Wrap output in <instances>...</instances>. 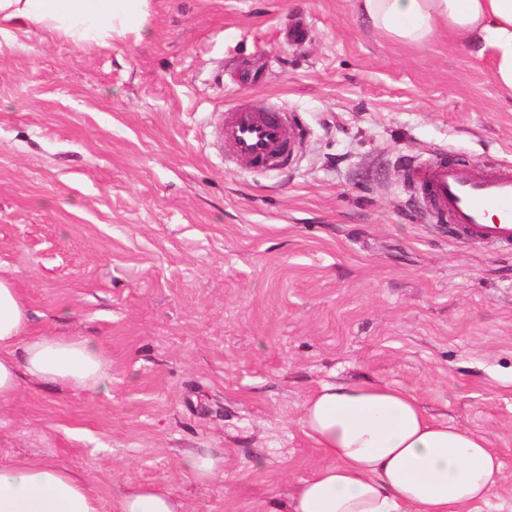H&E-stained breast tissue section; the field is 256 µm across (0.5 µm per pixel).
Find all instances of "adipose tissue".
Masks as SVG:
<instances>
[{"label":"adipose tissue","instance_id":"obj_1","mask_svg":"<svg viewBox=\"0 0 512 512\" xmlns=\"http://www.w3.org/2000/svg\"><path fill=\"white\" fill-rule=\"evenodd\" d=\"M150 0H0V43L15 30H46L77 46H111L141 32ZM372 27L425 46L439 32L490 58L512 96V0H358ZM107 392L112 361L81 337L35 335L26 300L0 279V407L23 380ZM301 426L328 465L301 480L280 512H469L503 488L502 463L478 432L430 415L386 383L326 382L302 408ZM114 512H187L183 499L143 485L121 491ZM0 512H103L101 498L66 467L37 458L0 462Z\"/></svg>","mask_w":512,"mask_h":512}]
</instances>
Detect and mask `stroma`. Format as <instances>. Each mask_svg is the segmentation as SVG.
Listing matches in <instances>:
<instances>
[{
	"instance_id": "obj_1",
	"label": "stroma",
	"mask_w": 512,
	"mask_h": 512,
	"mask_svg": "<svg viewBox=\"0 0 512 512\" xmlns=\"http://www.w3.org/2000/svg\"><path fill=\"white\" fill-rule=\"evenodd\" d=\"M236 104L286 112V171L214 144ZM440 153L512 165V97L464 40L390 39L354 0H151L108 47L0 46V279L33 333L112 359L105 394L24 381L0 461L65 465L104 512L127 485L268 512L326 463L307 397L390 383L490 442L506 485L475 512H512V252L432 222L402 165ZM184 469L198 480H209L224 474V459L212 453L192 454L183 461Z\"/></svg>"
}]
</instances>
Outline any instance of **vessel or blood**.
<instances>
[{"label":"vessel or blood","mask_w":512,"mask_h":512,"mask_svg":"<svg viewBox=\"0 0 512 512\" xmlns=\"http://www.w3.org/2000/svg\"><path fill=\"white\" fill-rule=\"evenodd\" d=\"M215 137L232 155L258 168H282L295 129L280 113L244 105L225 109ZM409 177L436 222H448L459 239L512 251V166L477 169L442 156L408 164Z\"/></svg>","instance_id":"b4317fda"}]
</instances>
